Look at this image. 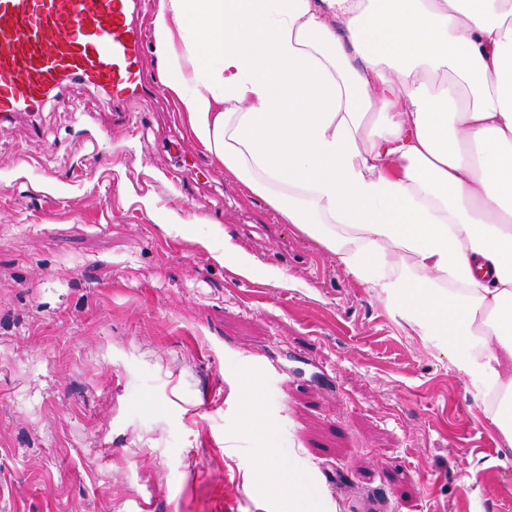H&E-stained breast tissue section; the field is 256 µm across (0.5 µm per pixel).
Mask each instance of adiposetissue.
Returning a JSON list of instances; mask_svg holds the SVG:
<instances>
[{
	"label": "adipose tissue",
	"mask_w": 512,
	"mask_h": 512,
	"mask_svg": "<svg viewBox=\"0 0 512 512\" xmlns=\"http://www.w3.org/2000/svg\"><path fill=\"white\" fill-rule=\"evenodd\" d=\"M153 37L194 139L437 337L512 445V0H160Z\"/></svg>",
	"instance_id": "1"
}]
</instances>
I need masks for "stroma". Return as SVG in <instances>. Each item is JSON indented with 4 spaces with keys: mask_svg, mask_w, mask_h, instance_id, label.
<instances>
[{
    "mask_svg": "<svg viewBox=\"0 0 512 512\" xmlns=\"http://www.w3.org/2000/svg\"><path fill=\"white\" fill-rule=\"evenodd\" d=\"M110 110L74 83L0 125V512H295L266 446L316 512H512L480 388L227 178L170 90L129 102L146 124ZM223 258L225 264H232L243 275L249 274L252 270V256L232 243L230 237L224 239V256L223 254L217 256L219 260ZM261 465L266 473L283 491L299 502V512L314 511L313 503L316 493L301 484V478L291 467L284 463H277L273 460L272 448H263L261 452Z\"/></svg>",
    "mask_w": 512,
    "mask_h": 512,
    "instance_id": "35a3bbf8",
    "label": "stroma"
}]
</instances>
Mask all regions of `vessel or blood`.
<instances>
[{
  "label": "vessel or blood",
  "mask_w": 512,
  "mask_h": 512,
  "mask_svg": "<svg viewBox=\"0 0 512 512\" xmlns=\"http://www.w3.org/2000/svg\"><path fill=\"white\" fill-rule=\"evenodd\" d=\"M146 0H0V121L30 115L71 82L111 89L112 109L149 99Z\"/></svg>",
  "instance_id": "1"
}]
</instances>
